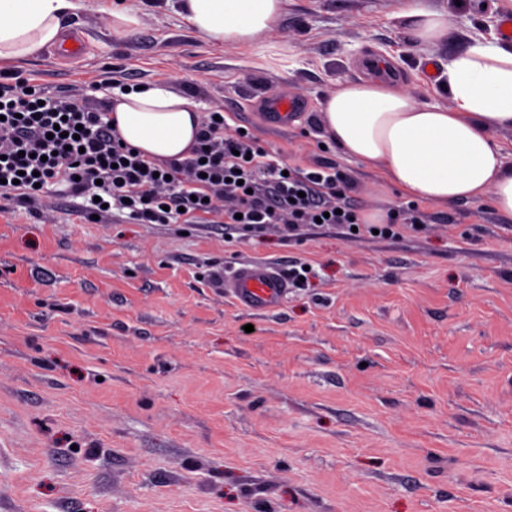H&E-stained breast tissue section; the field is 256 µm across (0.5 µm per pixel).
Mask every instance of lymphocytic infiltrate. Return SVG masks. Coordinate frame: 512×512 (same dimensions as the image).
<instances>
[{
  "label": "lymphocytic infiltrate",
  "mask_w": 512,
  "mask_h": 512,
  "mask_svg": "<svg viewBox=\"0 0 512 512\" xmlns=\"http://www.w3.org/2000/svg\"><path fill=\"white\" fill-rule=\"evenodd\" d=\"M111 121L70 89L49 92L19 73L0 80V199L28 203L62 185L88 218L109 209L135 224H199L228 195L225 223L248 232L283 223L293 235L323 215L362 224L354 182L335 163L286 166L210 114L190 157L158 163L122 144Z\"/></svg>",
  "instance_id": "obj_1"
}]
</instances>
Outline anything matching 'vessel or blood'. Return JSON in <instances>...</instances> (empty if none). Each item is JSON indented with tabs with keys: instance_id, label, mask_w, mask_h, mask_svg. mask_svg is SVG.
Here are the masks:
<instances>
[{
	"instance_id": "obj_1",
	"label": "vessel or blood",
	"mask_w": 512,
	"mask_h": 512,
	"mask_svg": "<svg viewBox=\"0 0 512 512\" xmlns=\"http://www.w3.org/2000/svg\"><path fill=\"white\" fill-rule=\"evenodd\" d=\"M298 107L293 98L277 96L269 101V117L272 124L287 120L296 114ZM226 288L238 307L264 312L276 308L288 291L287 280L272 265L256 262L239 267L226 281Z\"/></svg>"
}]
</instances>
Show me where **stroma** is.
Segmentation results:
<instances>
[{"instance_id":"stroma-1","label":"stroma","mask_w":512,"mask_h":512,"mask_svg":"<svg viewBox=\"0 0 512 512\" xmlns=\"http://www.w3.org/2000/svg\"><path fill=\"white\" fill-rule=\"evenodd\" d=\"M78 2L81 58L46 47L0 76L100 103L131 78L166 84L290 164L336 161L361 212L399 220L401 190L325 142L322 102L375 76L373 56L448 104L432 64L502 16L495 0H284L266 36L283 71L205 39L179 0H136L123 38L111 0ZM414 3L449 15L443 41L408 34ZM280 94L301 109L272 125ZM81 204L0 213V512H512V216L490 197L419 202L426 222L393 237L90 222ZM253 262L311 273L253 314L224 290ZM140 9L133 3L128 2L123 6H115L107 8L110 17V27L112 33L116 36H124L130 28L138 25Z\"/></svg>"}]
</instances>
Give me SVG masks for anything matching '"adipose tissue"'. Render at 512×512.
<instances>
[{"label": "adipose tissue", "mask_w": 512, "mask_h": 512, "mask_svg": "<svg viewBox=\"0 0 512 512\" xmlns=\"http://www.w3.org/2000/svg\"><path fill=\"white\" fill-rule=\"evenodd\" d=\"M283 0H181L187 22L225 45H256L282 12ZM75 0H0V62L33 55L60 41ZM416 40L448 34L447 14L420 5L404 13ZM450 106L417 103L383 82L338 84L325 99L321 125L348 157L376 167L415 199L451 202L492 193L512 215V164L497 140L512 129V43L473 39L442 73ZM117 131L142 155L185 159L198 131L199 104L165 86L111 91Z\"/></svg>", "instance_id": "ef3b65f1"}]
</instances>
